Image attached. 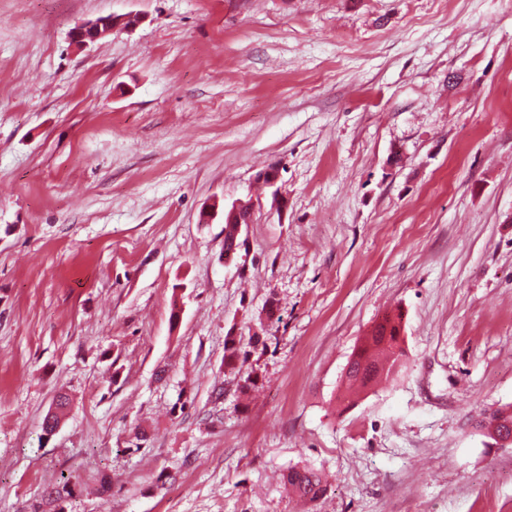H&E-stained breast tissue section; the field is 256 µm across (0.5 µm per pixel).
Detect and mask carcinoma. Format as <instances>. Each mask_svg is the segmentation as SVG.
<instances>
[{
	"label": "carcinoma",
	"mask_w": 512,
	"mask_h": 512,
	"mask_svg": "<svg viewBox=\"0 0 512 512\" xmlns=\"http://www.w3.org/2000/svg\"><path fill=\"white\" fill-rule=\"evenodd\" d=\"M400 323L396 317L388 315L379 322L371 334L364 337L362 343L348 361L342 385L348 397L368 388L385 372H391L404 356L400 345ZM67 394L61 392L57 396L56 411L44 418V430L50 432L52 423L59 422V411L69 405ZM485 431L493 430L497 435L512 436V407L497 409L478 423ZM285 484L299 497L314 502L326 491V480L323 473L309 467H293L284 476ZM75 494L74 485L66 476L49 485L44 494L46 504L51 506L49 512H64L63 503Z\"/></svg>",
	"instance_id": "carcinoma-1"
}]
</instances>
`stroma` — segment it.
<instances>
[{
  "mask_svg": "<svg viewBox=\"0 0 512 512\" xmlns=\"http://www.w3.org/2000/svg\"><path fill=\"white\" fill-rule=\"evenodd\" d=\"M511 405L512 0H0V512H512ZM133 16L112 15L105 18H99L95 21L84 23L75 27L72 31V40L77 44H86L96 42L106 37L114 28L119 26H128L129 20ZM254 211V205L251 201L237 200L231 204L229 209L224 205V218L227 224L224 225V257L233 250L235 240L236 224L238 228L237 238L242 231L243 224H251ZM246 214L249 219L243 223L241 216ZM388 315L379 322L370 336H365L362 343L348 361L342 385L349 398L356 397L381 377L386 370L388 376L392 368L404 356L400 345V322ZM387 366V369H386ZM478 426L483 428L487 435L492 438L489 434L490 430H494L498 436L506 434L512 436V407H506L497 409L492 412L489 416H486L483 420L478 423ZM494 434V438L498 445L507 446L511 444L512 438L502 439ZM285 484L300 498L314 502L326 491L323 473L309 467H293L284 476ZM75 494L74 485L68 477L61 476L58 482L49 485L44 494L46 504L52 506L49 511L43 512H64L63 503L72 498Z\"/></svg>",
  "mask_w": 512,
  "mask_h": 512,
  "instance_id": "35a3bbf8",
  "label": "stroma"
}]
</instances>
